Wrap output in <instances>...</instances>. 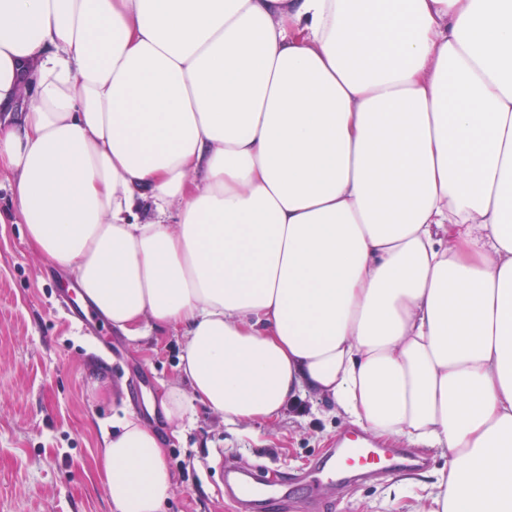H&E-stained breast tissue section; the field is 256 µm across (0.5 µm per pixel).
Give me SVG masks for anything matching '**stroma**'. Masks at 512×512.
Masks as SVG:
<instances>
[{
    "mask_svg": "<svg viewBox=\"0 0 512 512\" xmlns=\"http://www.w3.org/2000/svg\"><path fill=\"white\" fill-rule=\"evenodd\" d=\"M12 176L0 171V512H112L102 455L113 422L133 417L161 440L174 491L163 512H238L225 498L220 458L243 466H287L299 473L351 422L316 397L271 424L225 423L192 403L182 424L160 405L179 382L186 340L167 330L132 339L105 319L79 328L75 278L39 257L11 201ZM419 469L372 477L324 505L299 492L288 512H427L420 486L395 495Z\"/></svg>",
    "mask_w": 512,
    "mask_h": 512,
    "instance_id": "obj_1",
    "label": "stroma"
}]
</instances>
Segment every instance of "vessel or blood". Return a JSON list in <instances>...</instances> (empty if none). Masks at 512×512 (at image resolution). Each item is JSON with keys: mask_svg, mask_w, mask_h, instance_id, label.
Segmentation results:
<instances>
[{"mask_svg": "<svg viewBox=\"0 0 512 512\" xmlns=\"http://www.w3.org/2000/svg\"><path fill=\"white\" fill-rule=\"evenodd\" d=\"M402 463L396 451L376 448L361 432L343 437L329 455L316 460L298 478H289L287 471L268 477L264 471L250 470L228 461L223 465L224 493L239 512H285L296 486L309 493L348 485L355 473H392Z\"/></svg>", "mask_w": 512, "mask_h": 512, "instance_id": "1", "label": "vessel or blood"}]
</instances>
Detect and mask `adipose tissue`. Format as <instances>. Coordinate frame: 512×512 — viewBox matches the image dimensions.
<instances>
[{
  "mask_svg": "<svg viewBox=\"0 0 512 512\" xmlns=\"http://www.w3.org/2000/svg\"><path fill=\"white\" fill-rule=\"evenodd\" d=\"M40 257L190 403L313 394L447 452L430 512H512V0H0V167ZM112 512H161L122 418Z\"/></svg>",
  "mask_w": 512,
  "mask_h": 512,
  "instance_id": "adipose-tissue-1",
  "label": "adipose tissue"
}]
</instances>
